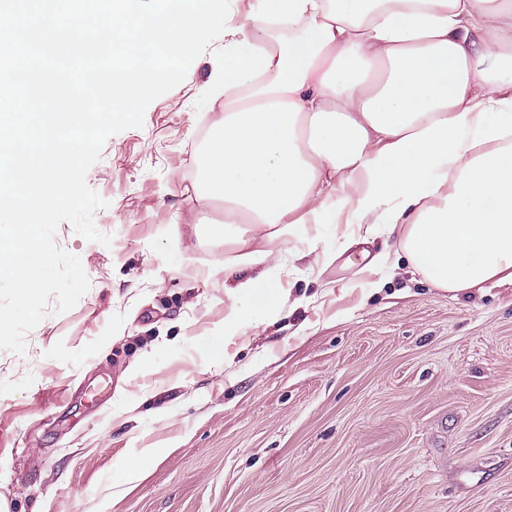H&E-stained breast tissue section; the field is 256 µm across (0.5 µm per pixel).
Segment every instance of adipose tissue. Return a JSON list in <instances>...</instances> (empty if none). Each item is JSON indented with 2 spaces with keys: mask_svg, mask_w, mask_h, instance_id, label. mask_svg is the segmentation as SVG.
<instances>
[{
  "mask_svg": "<svg viewBox=\"0 0 512 512\" xmlns=\"http://www.w3.org/2000/svg\"><path fill=\"white\" fill-rule=\"evenodd\" d=\"M231 24L194 189L224 204L212 274L253 329L289 302L283 252L329 261L340 211L338 252L384 233L433 287L512 283V0H257Z\"/></svg>",
  "mask_w": 512,
  "mask_h": 512,
  "instance_id": "ef3b65f1",
  "label": "adipose tissue"
}]
</instances>
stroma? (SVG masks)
I'll return each mask as SVG.
<instances>
[{"instance_id":"35a3bbf8","label":"stroma","mask_w":512,"mask_h":512,"mask_svg":"<svg viewBox=\"0 0 512 512\" xmlns=\"http://www.w3.org/2000/svg\"><path fill=\"white\" fill-rule=\"evenodd\" d=\"M223 59L219 39L142 127L106 140L87 182L110 245L59 225L90 288L24 355L0 349V498L9 512H512L511 283L452 297L375 262L396 249L380 237L272 270L309 303L259 333L239 324L231 363L199 351L231 308H254L234 278L207 279L224 244L191 230L224 220L193 190Z\"/></svg>"}]
</instances>
